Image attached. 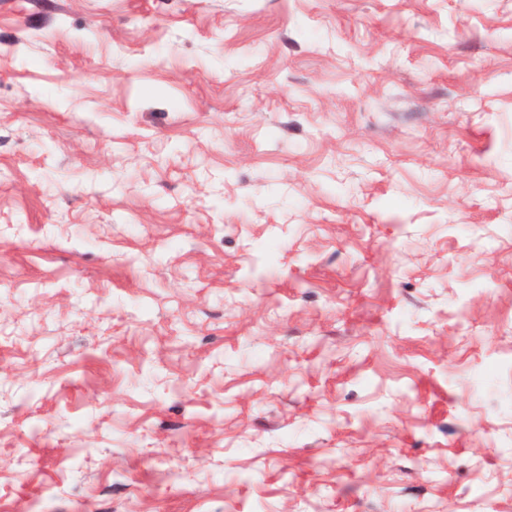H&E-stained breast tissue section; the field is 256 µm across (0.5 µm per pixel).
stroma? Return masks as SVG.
<instances>
[{
  "label": "stroma",
  "instance_id": "35a3bbf8",
  "mask_svg": "<svg viewBox=\"0 0 512 512\" xmlns=\"http://www.w3.org/2000/svg\"><path fill=\"white\" fill-rule=\"evenodd\" d=\"M0 512H512V0H0Z\"/></svg>",
  "mask_w": 512,
  "mask_h": 512
}]
</instances>
